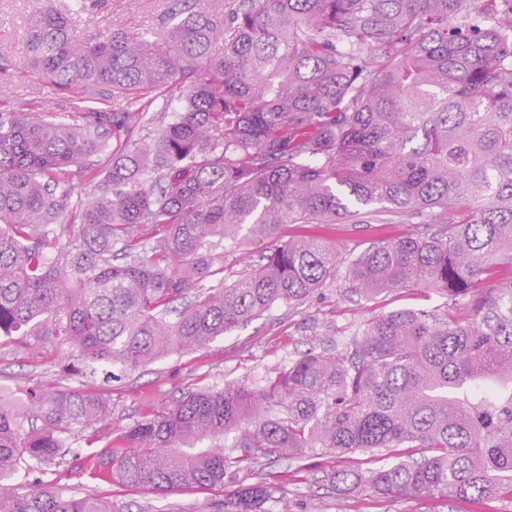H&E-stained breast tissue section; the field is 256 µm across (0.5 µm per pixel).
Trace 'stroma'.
Listing matches in <instances>:
<instances>
[{"label": "stroma", "instance_id": "obj_1", "mask_svg": "<svg viewBox=\"0 0 512 512\" xmlns=\"http://www.w3.org/2000/svg\"><path fill=\"white\" fill-rule=\"evenodd\" d=\"M169 5L170 0H98L79 17L78 23L92 32L158 28ZM33 11V0H0V62L11 75L9 82L0 81V112L26 103L35 110L46 107L64 115L73 111L78 94L54 91L37 74L23 70L26 50L22 34ZM410 224L408 217L383 212L366 217L359 224L282 225L278 231L282 239L314 233L335 245L339 254L335 281L319 288L301 304L275 306L263 317L234 329L205 349L171 355L113 383V438H120L127 427L140 419L148 403L178 399L192 383L218 387L242 384L258 389L308 350L345 351L355 334L379 315L399 309L433 308L446 302V294L435 288L392 289L377 300L368 301L349 286L350 261L372 243L408 233ZM71 357L72 351L66 347L39 362L15 351H0V383L24 378L47 387L61 385L60 365ZM76 448L79 458L69 459L55 476L59 486L81 493L105 494L120 505L151 506L158 512L167 507L175 512H215L213 504L217 497L210 492L181 489L161 496L147 489L105 482L87 470L83 461L85 455L103 452V443L90 445L82 440ZM385 458L382 451L338 457L317 450L307 454L300 464L281 460L260 466L254 477L284 488L293 512H512V500L506 499L481 505H451L427 498H381L367 489L343 497L325 480L326 473L344 466L370 471L384 464Z\"/></svg>", "mask_w": 512, "mask_h": 512}]
</instances>
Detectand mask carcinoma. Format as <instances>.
<instances>
[{"mask_svg": "<svg viewBox=\"0 0 512 512\" xmlns=\"http://www.w3.org/2000/svg\"><path fill=\"white\" fill-rule=\"evenodd\" d=\"M37 4L28 68L98 106L0 113V350L75 352L74 385L0 390V512H146L48 479L72 437H109L97 380L336 278V248L305 236L226 286L224 244L372 205L422 221L355 257L351 288H436L445 305L383 314L261 389L154 402L86 463L161 493L233 483L225 512H290L286 492L248 482L262 462L384 449L389 465L327 481L512 499V0H233L220 16L172 0L159 31L94 33L73 21L87 0ZM111 98L127 108H99Z\"/></svg>", "mask_w": 512, "mask_h": 512, "instance_id": "1", "label": "carcinoma"}]
</instances>
